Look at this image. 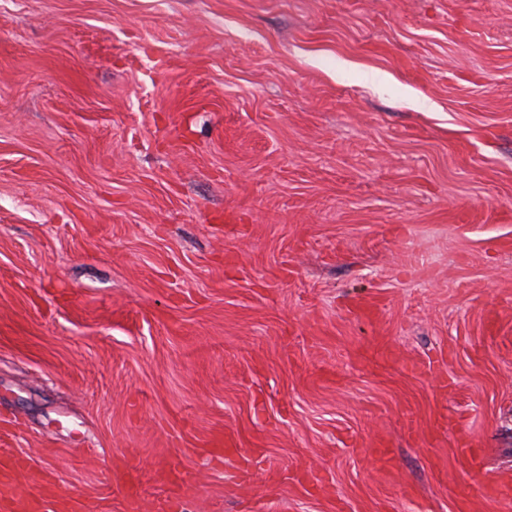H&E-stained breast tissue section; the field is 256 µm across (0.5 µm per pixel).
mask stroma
Here are the masks:
<instances>
[{
    "label": "stroma",
    "mask_w": 512,
    "mask_h": 512,
    "mask_svg": "<svg viewBox=\"0 0 512 512\" xmlns=\"http://www.w3.org/2000/svg\"><path fill=\"white\" fill-rule=\"evenodd\" d=\"M2 432L83 512H507L512 0H0ZM210 458L217 464L224 462V447L235 448L236 443L234 436L229 431L217 430L215 431L209 440ZM110 473L112 482L117 486H122L126 489L127 499L129 504L134 507L138 501V493L133 482L131 472L126 467L121 465H114L112 468V459L110 465ZM154 479L158 484L166 487L168 490L167 497L164 500L160 510H179L182 502L188 495V487L177 481L173 469L165 466L155 469Z\"/></svg>",
    "instance_id": "stroma-1"
}]
</instances>
